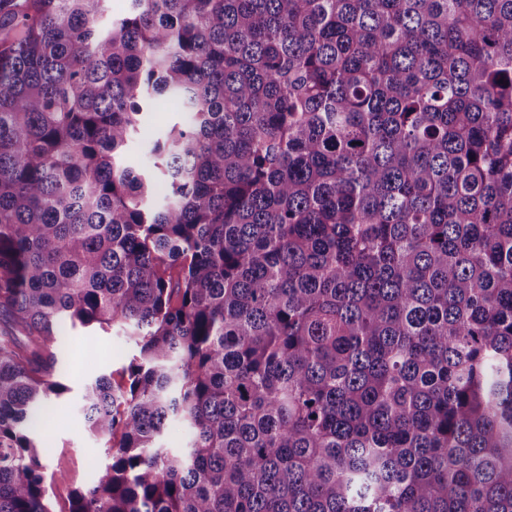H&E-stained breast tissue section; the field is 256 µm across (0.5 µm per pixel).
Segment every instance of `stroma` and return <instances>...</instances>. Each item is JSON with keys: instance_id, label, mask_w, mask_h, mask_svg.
<instances>
[{"instance_id": "35a3bbf8", "label": "stroma", "mask_w": 512, "mask_h": 512, "mask_svg": "<svg viewBox=\"0 0 512 512\" xmlns=\"http://www.w3.org/2000/svg\"><path fill=\"white\" fill-rule=\"evenodd\" d=\"M184 115L167 97L154 103L126 156L129 161L143 160L145 148L154 140L164 137L174 123L183 121ZM61 372L69 390L54 400L42 412L37 428L49 475L66 474L67 481L53 487L56 506L63 512L74 489L93 485L110 457L103 442L87 428L79 410L84 383L107 374L120 380L121 370L135 353V347L121 330L101 332L81 326L65 328Z\"/></svg>"}]
</instances>
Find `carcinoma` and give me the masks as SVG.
Here are the masks:
<instances>
[{"label": "carcinoma", "mask_w": 512, "mask_h": 512, "mask_svg": "<svg viewBox=\"0 0 512 512\" xmlns=\"http://www.w3.org/2000/svg\"><path fill=\"white\" fill-rule=\"evenodd\" d=\"M105 2L0 0V512L76 323L68 512H512V0ZM154 111L146 115L142 128L127 149L126 157L131 162L144 161L145 148L154 140L163 138L172 124L184 121V113L177 111L167 97L156 99ZM60 336L61 372L70 391L44 409L37 428L48 476L67 475L66 483L53 486L56 510L67 509L70 492L93 485L100 470L111 462L103 442L90 433L79 410L82 386L102 374H112V380L120 382L122 367L136 353L133 343L118 329L103 333L66 326Z\"/></svg>", "instance_id": "carcinoma-1"}]
</instances>
